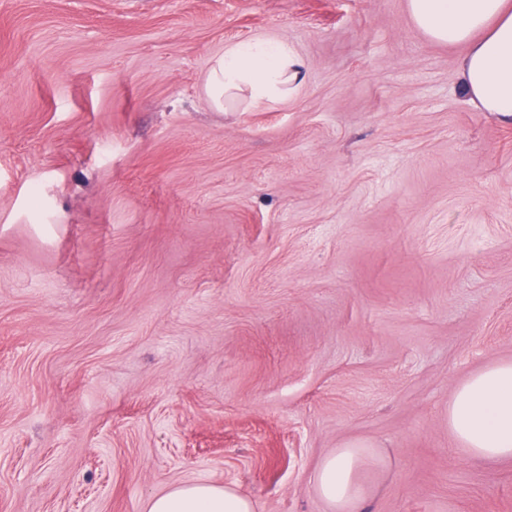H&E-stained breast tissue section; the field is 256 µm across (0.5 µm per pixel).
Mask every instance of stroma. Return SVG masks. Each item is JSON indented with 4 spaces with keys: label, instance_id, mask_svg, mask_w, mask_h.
Here are the masks:
<instances>
[{
    "label": "stroma",
    "instance_id": "obj_1",
    "mask_svg": "<svg viewBox=\"0 0 512 512\" xmlns=\"http://www.w3.org/2000/svg\"><path fill=\"white\" fill-rule=\"evenodd\" d=\"M288 40L285 104L203 103ZM407 0H0V512H147L185 481L327 512H512L448 403L512 360V120ZM305 81V62L287 41L254 38L229 45L211 58L205 103L219 111L243 101L254 106L285 103ZM368 444L346 442L325 456L315 476L316 493L330 512H360L371 496V488L362 480V472L371 467L382 470L385 458Z\"/></svg>",
    "mask_w": 512,
    "mask_h": 512
}]
</instances>
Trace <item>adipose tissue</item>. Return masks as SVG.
<instances>
[{
	"mask_svg": "<svg viewBox=\"0 0 512 512\" xmlns=\"http://www.w3.org/2000/svg\"><path fill=\"white\" fill-rule=\"evenodd\" d=\"M407 8L432 41L467 45L460 63L467 98L484 111L512 117V0H407ZM305 81V62L287 41L256 38L211 58L205 102L219 111L244 101L284 103ZM448 430L468 457L512 458V361L491 363L457 387L448 404ZM385 465L370 445L344 443L320 462L315 491L329 512H360L371 496L362 472ZM148 512H254V504L230 486L191 481L154 495Z\"/></svg>",
	"mask_w": 512,
	"mask_h": 512,
	"instance_id": "ef3b65f1",
	"label": "adipose tissue"
}]
</instances>
